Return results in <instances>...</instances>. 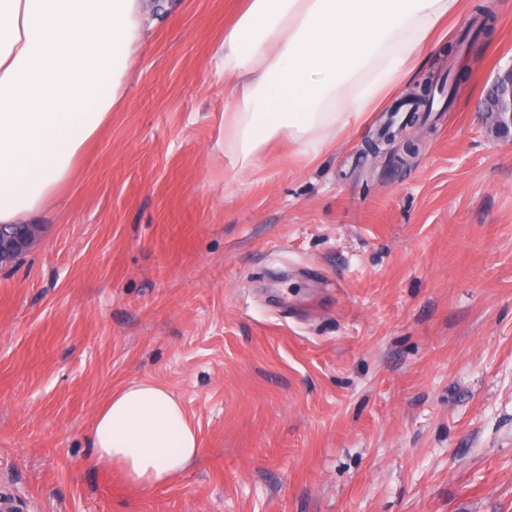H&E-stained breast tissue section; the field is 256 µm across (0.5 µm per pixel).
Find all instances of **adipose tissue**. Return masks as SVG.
Wrapping results in <instances>:
<instances>
[{"instance_id":"adipose-tissue-1","label":"adipose tissue","mask_w":512,"mask_h":512,"mask_svg":"<svg viewBox=\"0 0 512 512\" xmlns=\"http://www.w3.org/2000/svg\"><path fill=\"white\" fill-rule=\"evenodd\" d=\"M461 0H246L220 45L224 152L236 174L284 138L315 158L398 92ZM175 0H0V224H29L72 181L126 95L156 12ZM92 462L139 489L183 473L197 432L165 386L112 393Z\"/></svg>"}]
</instances>
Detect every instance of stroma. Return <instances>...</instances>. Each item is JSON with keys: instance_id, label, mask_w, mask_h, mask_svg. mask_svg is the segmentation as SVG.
I'll use <instances>...</instances> for the list:
<instances>
[{"instance_id": "stroma-1", "label": "stroma", "mask_w": 512, "mask_h": 512, "mask_svg": "<svg viewBox=\"0 0 512 512\" xmlns=\"http://www.w3.org/2000/svg\"><path fill=\"white\" fill-rule=\"evenodd\" d=\"M244 0H180L19 264L0 268V512H512V138L480 110L512 0H465L411 82L423 132L236 175L216 57ZM380 152H373V143ZM167 386L194 465L91 463L114 390Z\"/></svg>"}]
</instances>
